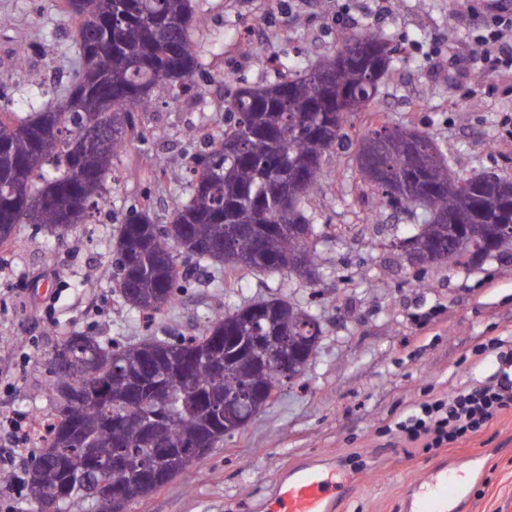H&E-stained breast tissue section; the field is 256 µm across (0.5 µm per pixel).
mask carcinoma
<instances>
[{"label":"carcinoma","instance_id":"cac0c4a2","mask_svg":"<svg viewBox=\"0 0 512 512\" xmlns=\"http://www.w3.org/2000/svg\"><path fill=\"white\" fill-rule=\"evenodd\" d=\"M77 24L81 72L55 106L16 116L0 103V246L16 244L17 224L62 236L93 216L112 161L138 136L140 114L158 84L186 85L201 67L192 32L204 24L191 0H60ZM399 48L377 30L343 34L336 52L289 80L242 81L224 100L218 147L191 157L194 179L172 205L169 224L150 211L119 226L113 252L124 302L149 315L179 301V252L198 266L237 272L284 270L316 288L321 234L309 198L322 188V158L345 135L350 116L371 109L393 74ZM357 167L377 204L410 217L408 237L427 264L468 268L478 249L512 251V178L452 170L438 141L417 127L369 126ZM323 335L319 317L287 299L219 309L189 336L124 343L74 330L55 346L51 412L36 418L57 456H35L24 486L31 512H48L43 489L92 455L124 456L132 481L150 457L146 434L175 449L166 470L189 476L181 459L211 436L216 447L242 430L280 391L303 379ZM208 406L248 389L265 390L249 408L214 424ZM104 473L91 469L81 490L53 512L97 503Z\"/></svg>","mask_w":512,"mask_h":512}]
</instances>
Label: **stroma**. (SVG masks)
<instances>
[{"instance_id": "35a3bbf8", "label": "stroma", "mask_w": 512, "mask_h": 512, "mask_svg": "<svg viewBox=\"0 0 512 512\" xmlns=\"http://www.w3.org/2000/svg\"><path fill=\"white\" fill-rule=\"evenodd\" d=\"M351 0L356 27H374L408 48L419 41H447L469 51L464 21L472 0ZM205 24L195 35L207 64L195 76V93L174 95L158 86L154 106L140 117L143 136L117 158L121 176L108 182L99 213L60 240L33 224H19V248L0 253V506L30 512L21 478L40 448L35 438L13 440L8 421L48 408L46 388L59 337L91 332L137 343L149 336H178L203 327L216 309L290 297L318 313L324 333L307 369L305 384L284 387L247 426L225 437L196 465L191 479L175 478L129 512H267L279 479L307 463H334L350 486L336 512H414L409 489H424L448 471L467 477L465 499L446 512H512V408L479 433L429 451L406 445L387 432L416 403L475 380L494 382L505 371L487 352L493 338L512 344V253L471 269L445 265L421 272L392 242L409 224L375 210L354 157L327 154L323 178L329 192L310 205L322 227L319 296L282 272L225 274L197 268L180 302L155 319L124 303L115 281L111 239L120 221L147 205L158 224L171 221L173 201L185 193L182 169L224 122V83L244 78L275 80L271 57L289 55L299 64L333 53L338 40L337 0H282L265 11L261 0H194ZM0 84L9 86L19 116L31 81L41 103L56 104L79 66L74 22L56 0H0ZM258 30L254 52L237 69L224 59ZM27 45L24 65L15 62ZM428 110L418 120L452 160L469 174L488 170L512 175V136L500 122L512 116V77L478 83L469 69L436 67L419 54L406 61L384 87L393 110L389 123L407 125L402 111L411 99ZM463 101L466 111L454 109ZM499 144L486 153L483 142ZM164 159L165 176L144 187L146 161Z\"/></svg>"}]
</instances>
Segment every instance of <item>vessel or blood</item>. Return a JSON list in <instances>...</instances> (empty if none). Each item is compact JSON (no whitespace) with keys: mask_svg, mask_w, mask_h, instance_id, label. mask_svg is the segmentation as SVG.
<instances>
[{"mask_svg":"<svg viewBox=\"0 0 512 512\" xmlns=\"http://www.w3.org/2000/svg\"><path fill=\"white\" fill-rule=\"evenodd\" d=\"M464 490L462 480L443 476L435 480L423 495L418 512H440L445 504L459 498ZM343 494L344 485L334 479L332 472L314 468L293 470L280 480L269 512H332Z\"/></svg>","mask_w":512,"mask_h":512,"instance_id":"b4317fda","label":"vessel or blood"}]
</instances>
